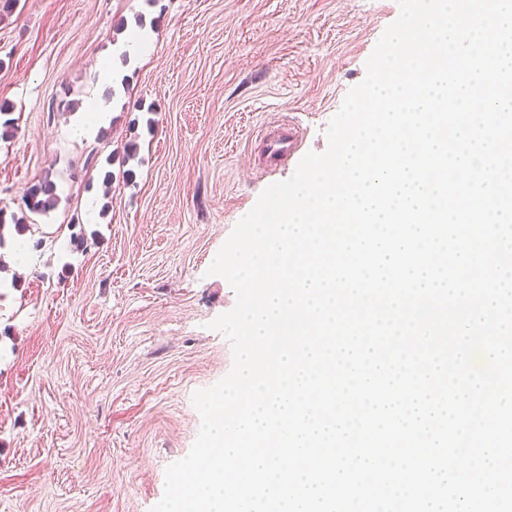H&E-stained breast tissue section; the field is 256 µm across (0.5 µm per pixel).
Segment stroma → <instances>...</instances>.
Returning a JSON list of instances; mask_svg holds the SVG:
<instances>
[{
    "label": "stroma",
    "instance_id": "stroma-1",
    "mask_svg": "<svg viewBox=\"0 0 512 512\" xmlns=\"http://www.w3.org/2000/svg\"><path fill=\"white\" fill-rule=\"evenodd\" d=\"M398 15L397 0H17L0 12V102L16 127L0 140V208L30 226L28 272H0V512L161 500L200 430L194 393L233 365L208 324L236 295L207 269L298 165H269L259 132L292 126L301 152H324ZM138 29L145 49L109 74ZM93 96L110 121L77 136ZM131 138L137 158L113 157ZM48 172L58 206L26 214L24 191Z\"/></svg>",
    "mask_w": 512,
    "mask_h": 512
}]
</instances>
